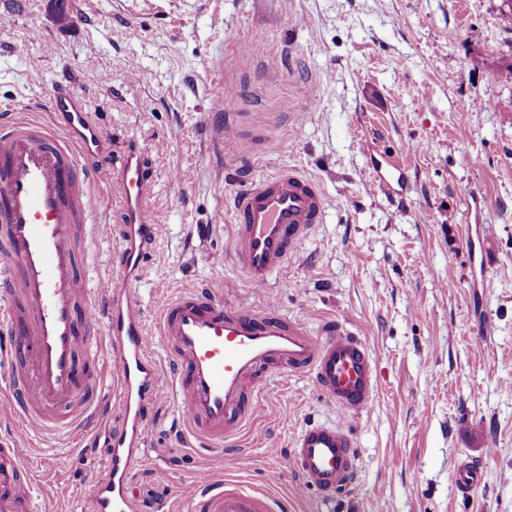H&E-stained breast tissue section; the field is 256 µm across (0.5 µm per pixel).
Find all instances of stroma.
Returning <instances> with one entry per match:
<instances>
[{
    "mask_svg": "<svg viewBox=\"0 0 512 512\" xmlns=\"http://www.w3.org/2000/svg\"><path fill=\"white\" fill-rule=\"evenodd\" d=\"M0 0V114H47L74 90L113 158L143 149L159 219L137 292L146 319L208 283L246 306L345 324L378 388L352 429V495L318 501L285 455L334 421L309 376H277L237 441L187 446L182 405L162 400L134 465L152 512H189L181 485L215 467L282 494L295 512H512V10L505 0ZM245 43L260 53H242ZM238 90L225 95L226 87ZM241 130L224 156V125ZM280 148L262 152L265 139ZM406 166L404 198L373 184L371 152ZM287 167L326 198L270 288L229 254L231 201ZM223 193H216L215 183ZM105 446L34 439L38 512H90ZM483 468L458 494V465Z\"/></svg>",
    "mask_w": 512,
    "mask_h": 512,
    "instance_id": "35a3bbf8",
    "label": "stroma"
}]
</instances>
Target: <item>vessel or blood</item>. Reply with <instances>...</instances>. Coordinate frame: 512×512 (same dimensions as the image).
Here are the masks:
<instances>
[{"label":"vessel or blood","instance_id":"b4317fda","mask_svg":"<svg viewBox=\"0 0 512 512\" xmlns=\"http://www.w3.org/2000/svg\"><path fill=\"white\" fill-rule=\"evenodd\" d=\"M374 183L389 199L401 196L406 171L384 157ZM115 183L123 194L116 232L123 244L122 282H88L80 263L91 257L95 224L92 186ZM154 170L132 148L113 159L80 97L55 93L50 119L0 116V346L20 413L0 440V512H32V474L24 450L34 436L83 442L110 415L101 392L116 381L120 419L106 435L109 451L91 512H140L131 492L133 462L155 404L173 395L199 446L236 438L274 374L311 375L340 413L336 423L305 425L290 444L289 462L319 501L330 503L355 483L358 449L351 432L367 413L376 368L363 341L347 327L307 325L270 307L228 303L216 288L182 289L159 313L157 334L168 371L148 351L137 285L146 277L157 217L148 206ZM319 183L283 169L248 183L235 197L231 253L252 288L264 290L315 225L323 223ZM106 333L99 341L98 333ZM483 478L478 464L455 472L468 495ZM190 512H290L287 498L199 473L182 489Z\"/></svg>","mask_w":512,"mask_h":512}]
</instances>
